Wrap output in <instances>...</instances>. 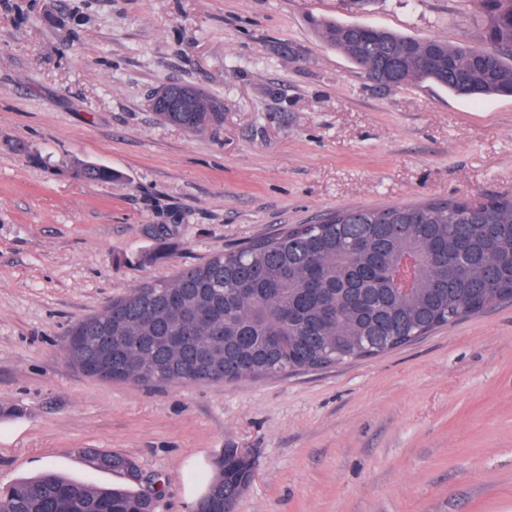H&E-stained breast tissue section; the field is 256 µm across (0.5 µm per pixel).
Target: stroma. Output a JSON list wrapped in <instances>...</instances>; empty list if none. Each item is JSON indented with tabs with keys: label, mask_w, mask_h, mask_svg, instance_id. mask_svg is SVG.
Wrapping results in <instances>:
<instances>
[{
	"label": "stroma",
	"mask_w": 512,
	"mask_h": 512,
	"mask_svg": "<svg viewBox=\"0 0 512 512\" xmlns=\"http://www.w3.org/2000/svg\"><path fill=\"white\" fill-rule=\"evenodd\" d=\"M321 21L457 46L484 27L462 0H0L1 486L47 469L120 484L79 454L106 448L160 479V512H190L239 448L236 512H512V300L373 358L231 384L104 380L64 354L112 299L255 237L512 196V98L373 82ZM175 82L222 122L158 124L148 99Z\"/></svg>",
	"instance_id": "35a3bbf8"
}]
</instances>
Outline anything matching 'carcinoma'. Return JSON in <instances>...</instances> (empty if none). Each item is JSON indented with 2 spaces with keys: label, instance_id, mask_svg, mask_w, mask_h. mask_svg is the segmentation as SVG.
Masks as SVG:
<instances>
[{
  "label": "carcinoma",
  "instance_id": "carcinoma-1",
  "mask_svg": "<svg viewBox=\"0 0 512 512\" xmlns=\"http://www.w3.org/2000/svg\"><path fill=\"white\" fill-rule=\"evenodd\" d=\"M484 18L483 45L450 46L367 24L316 22L325 41L368 76L387 84L433 82L479 99L512 97V0H467ZM395 56L388 74L381 60ZM200 112H158L156 119L189 133L222 118L219 103L198 90ZM90 181L114 173L84 164ZM512 197H466L385 207L340 209L317 224H298L216 253L171 280L145 282L69 332L95 347L112 323V372L137 384L197 382L203 346L172 347L167 336L203 312L196 335L219 330L224 350L215 371L226 384L335 367L381 355L430 332L512 299ZM134 354L168 364V376L127 374ZM78 453L94 468L123 476L122 486H92L52 470L0 487L6 512H157L128 456L98 448ZM253 473L233 456L215 466L203 494L224 501Z\"/></svg>",
  "mask_w": 512,
  "mask_h": 512
}]
</instances>
